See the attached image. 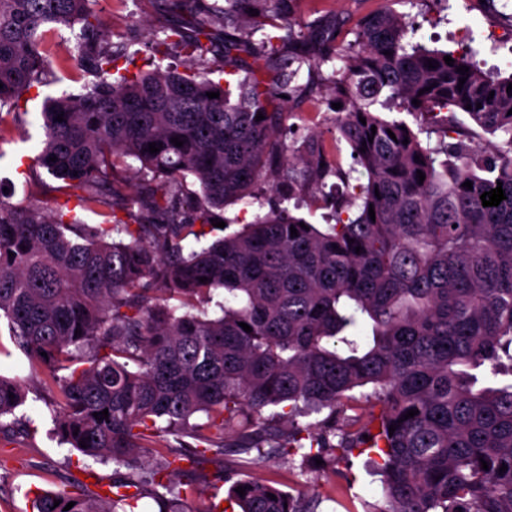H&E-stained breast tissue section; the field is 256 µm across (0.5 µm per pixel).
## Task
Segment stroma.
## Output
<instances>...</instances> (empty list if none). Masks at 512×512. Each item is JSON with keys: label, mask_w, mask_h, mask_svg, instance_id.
Here are the masks:
<instances>
[{"label": "stroma", "mask_w": 512, "mask_h": 512, "mask_svg": "<svg viewBox=\"0 0 512 512\" xmlns=\"http://www.w3.org/2000/svg\"><path fill=\"white\" fill-rule=\"evenodd\" d=\"M383 6V0H296L290 19L301 24L317 13L333 16L340 24L342 38L349 42L355 38L358 20ZM394 8L416 27L415 41L455 52L463 45H473L477 50L475 62L481 70L498 78L512 76V37L506 35L504 27L505 19L512 17V0H396ZM95 9L112 45L128 43L137 51L134 63L118 59L119 68L132 65L144 69L153 64L165 69L187 63L196 70L224 66L221 56L212 53L189 62L174 48L164 55L154 54L150 38L164 23L155 0H97ZM53 68L55 80L34 85L15 106L0 109V127L7 130L0 139V189H7L13 200L36 195L52 207L64 203V196L55 192L56 182L44 169L31 167L44 138L43 103L62 95H80L96 80L93 73L58 60ZM307 82V92L288 102L286 123L294 127L295 141L313 137L326 151H333L335 98L317 75H310ZM402 118L414 127L425 121L407 112ZM425 122L435 141L445 137L478 150L486 148L491 140L462 112L455 115V133L447 136L436 118ZM0 374L23 386L26 399L16 414L29 422L25 428L0 431V512H32L34 496L45 490L64 488L89 494L97 484L112 482V462L96 460L61 442L51 410L55 389L44 369L32 366L14 344L4 318L0 319ZM231 469L239 470L244 478L278 482L284 490L304 499H320L317 512H346L348 505L362 501L379 506L384 503L380 477L365 455L339 460L328 457L318 465L272 454L261 464L242 470L235 457L214 447L200 456L198 463L182 464L173 475L177 487L195 490L186 503L189 512H207L213 486L223 485L224 473Z\"/></svg>", "instance_id": "obj_1"}]
</instances>
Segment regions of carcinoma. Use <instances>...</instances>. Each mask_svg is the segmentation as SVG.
<instances>
[{
    "instance_id": "carcinoma-1",
    "label": "carcinoma",
    "mask_w": 512,
    "mask_h": 512,
    "mask_svg": "<svg viewBox=\"0 0 512 512\" xmlns=\"http://www.w3.org/2000/svg\"><path fill=\"white\" fill-rule=\"evenodd\" d=\"M93 2L0 0V106L54 79L48 25L79 28L74 59L97 81L49 102L33 165L103 217L85 224L66 202L49 213L38 197L1 195L0 314L56 387L61 437L129 470L117 484L136 492L44 491L35 512H127L146 493L182 512L192 489L175 487V463L194 461L205 444L246 456L243 468L271 452L308 462L368 451L381 460L386 506L376 512H512V75L493 78L466 56L408 42L404 16L389 7L362 17L352 43L338 40L334 21L296 28L294 0H156L166 23L154 50L196 59L220 41L229 79L159 68L117 75V58L137 52L88 40L101 27ZM244 56L275 66L234 81ZM325 65L342 104L338 141L354 160L347 171L314 139L298 168L286 113L274 111L302 91V72ZM379 105L464 112L498 143L482 155L461 141L433 145L430 128L416 133ZM130 159L140 163L142 200L112 182ZM330 176L346 199L324 191ZM499 181L506 199L482 206ZM244 198L257 205L254 219L204 242L224 207ZM292 199L296 210L331 209L329 229L282 206ZM352 207L357 215L343 217ZM211 302L220 315H209ZM363 388L366 423L337 428ZM23 399L0 375V418ZM105 409L108 418L94 417ZM410 410L418 414L404 419ZM200 413L206 421L191 423ZM312 415L322 419L299 423ZM171 438L174 458L138 475L142 449L169 448ZM224 482L241 512H314L268 481L226 472Z\"/></svg>"
}]
</instances>
